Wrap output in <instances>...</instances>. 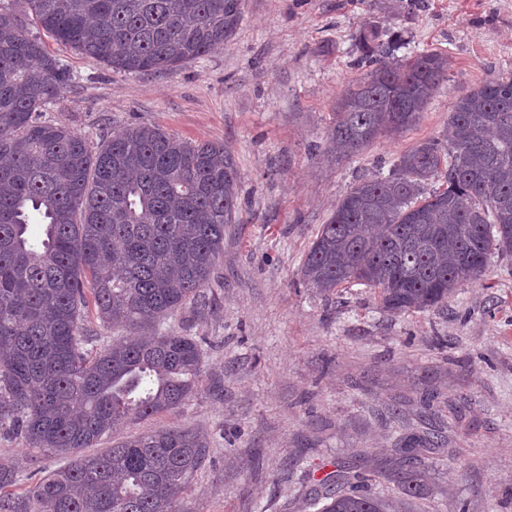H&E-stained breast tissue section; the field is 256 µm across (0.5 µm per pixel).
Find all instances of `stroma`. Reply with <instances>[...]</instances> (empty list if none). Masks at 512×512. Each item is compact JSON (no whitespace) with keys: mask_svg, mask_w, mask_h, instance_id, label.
Returning a JSON list of instances; mask_svg holds the SVG:
<instances>
[{"mask_svg":"<svg viewBox=\"0 0 512 512\" xmlns=\"http://www.w3.org/2000/svg\"><path fill=\"white\" fill-rule=\"evenodd\" d=\"M401 35L405 55L450 61L418 123L337 155L329 131L336 103L364 71L355 37ZM74 76L48 117L100 145L157 125L176 136L226 143L236 158L242 220L224 233L213 306L189 320L203 342V384L176 413L104 435L99 448L175 423L211 442L205 469L179 512H304L294 474L336 458L388 464L402 432L442 431L424 453L415 512H512V254L492 257L481 281L444 306L385 312L377 291L347 284L325 295L298 270L338 201L411 146L443 138L456 98L498 73L512 74V0H241L223 46L169 73L134 74L44 37ZM433 394L432 412L422 407ZM401 411L393 419L389 407ZM0 429V465L18 491L62 466Z\"/></svg>","mask_w":512,"mask_h":512,"instance_id":"obj_1","label":"stroma"}]
</instances>
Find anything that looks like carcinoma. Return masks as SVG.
Returning <instances> with one entry per match:
<instances>
[{
	"label": "carcinoma",
	"mask_w": 512,
	"mask_h": 512,
	"mask_svg": "<svg viewBox=\"0 0 512 512\" xmlns=\"http://www.w3.org/2000/svg\"><path fill=\"white\" fill-rule=\"evenodd\" d=\"M240 0H22L0 4V426L29 447L68 458L16 494L0 467V512H177L210 442L164 425L95 455L106 433L173 414L202 382L204 352L184 331L85 349L89 306L105 327L145 330L185 308L200 318L238 222L239 171L219 141L155 126L93 148L44 118L70 70L26 34L22 16L54 40L127 72L175 71L224 43ZM365 76L336 103L331 140L347 156L414 125L449 59L428 52L390 62L401 40L356 38ZM443 189H428L435 179ZM512 253V77L463 92L443 140L423 141L385 176L359 180L322 225L300 282L329 293L379 290L391 314L444 305L478 282L494 254ZM439 433L402 436L381 472L400 498L373 490L375 473L344 460L304 495L315 512H399L422 495V451Z\"/></svg>",
	"instance_id": "carcinoma-1"
}]
</instances>
